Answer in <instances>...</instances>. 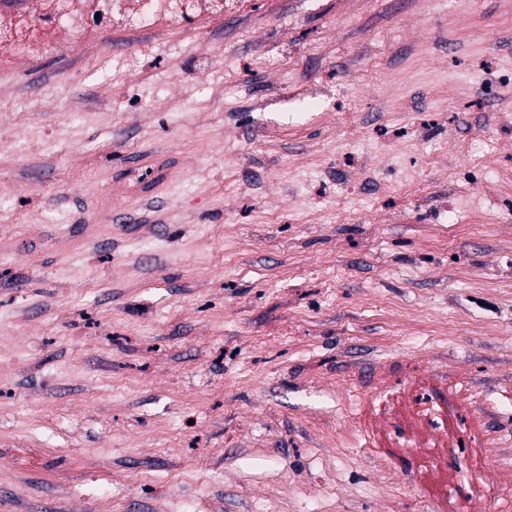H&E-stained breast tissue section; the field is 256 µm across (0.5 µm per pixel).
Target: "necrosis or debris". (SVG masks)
<instances>
[{"label":"necrosis or debris","instance_id":"4bbe7bcc","mask_svg":"<svg viewBox=\"0 0 512 512\" xmlns=\"http://www.w3.org/2000/svg\"><path fill=\"white\" fill-rule=\"evenodd\" d=\"M223 15L224 0H34L30 11H0V58L42 57L59 43L76 46L102 30L169 35ZM430 401V387L415 383L398 387L380 411L390 421L411 409L437 430L441 423Z\"/></svg>","mask_w":512,"mask_h":512}]
</instances>
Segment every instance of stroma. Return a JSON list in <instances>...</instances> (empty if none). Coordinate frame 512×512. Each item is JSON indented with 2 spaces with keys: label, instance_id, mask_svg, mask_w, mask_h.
Wrapping results in <instances>:
<instances>
[{
  "label": "stroma",
  "instance_id": "35a3bbf8",
  "mask_svg": "<svg viewBox=\"0 0 512 512\" xmlns=\"http://www.w3.org/2000/svg\"><path fill=\"white\" fill-rule=\"evenodd\" d=\"M511 91L512 0H239L0 67V512L512 492ZM404 360L480 456L380 431Z\"/></svg>",
  "mask_w": 512,
  "mask_h": 512
}]
</instances>
